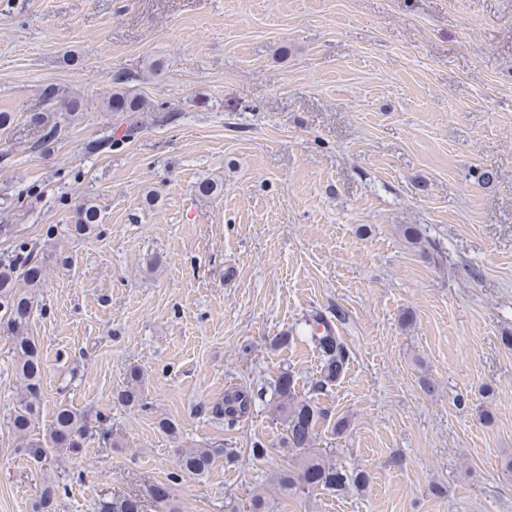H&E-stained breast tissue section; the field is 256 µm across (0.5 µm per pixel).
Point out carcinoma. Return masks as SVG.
<instances>
[{
	"label": "carcinoma",
	"mask_w": 512,
	"mask_h": 512,
	"mask_svg": "<svg viewBox=\"0 0 512 512\" xmlns=\"http://www.w3.org/2000/svg\"><path fill=\"white\" fill-rule=\"evenodd\" d=\"M107 107L112 112H139L144 101L137 95L116 89L108 97ZM99 206L91 201L83 203L77 210L76 222L71 225L75 235L83 236L93 232L99 224ZM42 276L41 261L32 250H25L24 244L12 254L0 259V321H5L6 333L12 342L18 359V371L24 382V396L18 409L10 416L13 430L22 435L27 433L39 415L42 381V358L35 338L30 336L29 327L33 304L31 299L17 288L19 278L33 285ZM311 339L320 358V380L316 389L322 391L337 382L344 374L350 359V350L344 340L333 332L311 331ZM127 385L116 394V399L133 406L140 402L142 374L132 367L126 374ZM278 397L277 412L287 425L286 444L289 448L304 452V458L297 468L280 470L274 475L280 489L288 494L312 493L318 489L336 491L348 483L361 484L368 481L364 471L347 472L313 449L316 439L315 422L322 411L312 402L297 397L293 392V380L282 376L276 386ZM257 395L239 386L224 390V398L213 407L216 415L224 418L227 427L232 428L248 417ZM89 431L88 420L68 406L57 408L49 431L51 448L41 440L22 443L19 451L40 462L49 457L50 449L76 452L81 448ZM227 460L233 452L222 448H186L181 451L177 471L172 482L176 483L186 475L200 476L207 472L218 458ZM55 486L45 487L34 512H53ZM154 502L165 508V512H179L165 488H151ZM97 512H144L142 501L133 496L115 497L103 494L96 503Z\"/></svg>",
	"instance_id": "cac0c4a2"
}]
</instances>
